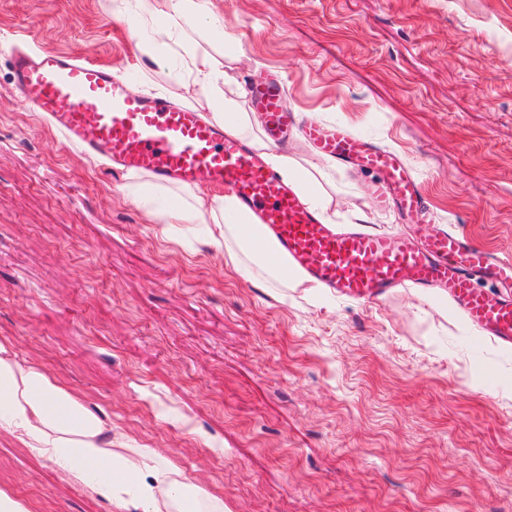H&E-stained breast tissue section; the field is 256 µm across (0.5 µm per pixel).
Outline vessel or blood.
I'll list each match as a JSON object with an SVG mask.
<instances>
[{"instance_id":"vessel-or-blood-1","label":"vessel or blood","mask_w":512,"mask_h":512,"mask_svg":"<svg viewBox=\"0 0 512 512\" xmlns=\"http://www.w3.org/2000/svg\"><path fill=\"white\" fill-rule=\"evenodd\" d=\"M10 64L24 101L50 117L70 146L158 182L229 191L267 226L285 264L337 297L370 302L395 288H444L476 335L512 346L511 257L445 230L390 235L336 228L244 138L164 96L131 95L128 72L51 49L14 51ZM283 89L264 82L247 91L251 107L266 115L268 140L297 129L318 155L376 171L378 208L425 222L420 184L397 154L339 123L297 125L281 105ZM483 281L495 284L499 295L480 289Z\"/></svg>"}]
</instances>
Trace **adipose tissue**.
I'll use <instances>...</instances> for the list:
<instances>
[{"label":"adipose tissue","mask_w":512,"mask_h":512,"mask_svg":"<svg viewBox=\"0 0 512 512\" xmlns=\"http://www.w3.org/2000/svg\"><path fill=\"white\" fill-rule=\"evenodd\" d=\"M186 72L212 119L223 122L228 132L243 134L249 116L225 103L223 73L203 54L190 57ZM165 215L173 224L204 225L207 239L223 246L226 262L243 273L258 270L288 282L263 224L232 195L181 197ZM0 430L110 501L116 512H223L222 500L189 490L154 450H115L103 419L40 367L21 362L8 342H0Z\"/></svg>","instance_id":"obj_1"}]
</instances>
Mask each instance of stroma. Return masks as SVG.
Instances as JSON below:
<instances>
[{"instance_id": "35a3bbf8", "label": "stroma", "mask_w": 512, "mask_h": 512, "mask_svg": "<svg viewBox=\"0 0 512 512\" xmlns=\"http://www.w3.org/2000/svg\"><path fill=\"white\" fill-rule=\"evenodd\" d=\"M113 2L0 0V341L224 512H512V349L413 288L353 302L242 276L200 227L165 222L185 186L135 202L126 172L22 100L9 62L55 49L201 111L180 58L205 52L252 137L247 84L285 78L303 119L398 153L435 226L512 255V0H211L223 39L184 28L174 57L131 33L136 0ZM287 154L333 224L406 231L373 207L375 174L297 137ZM0 492L113 512L1 430Z\"/></svg>"}]
</instances>
